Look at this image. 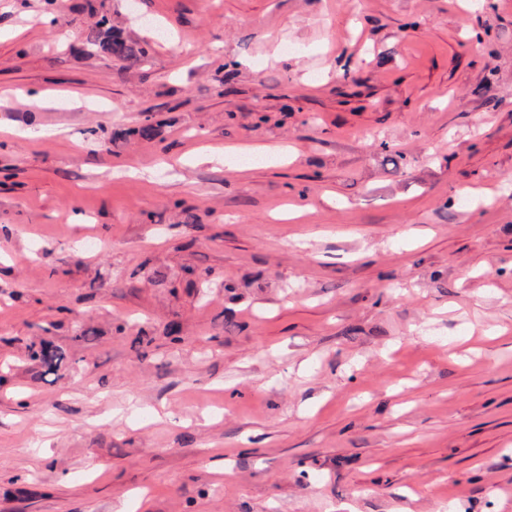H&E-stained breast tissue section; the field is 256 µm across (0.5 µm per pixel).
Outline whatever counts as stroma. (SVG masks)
<instances>
[{"instance_id": "obj_1", "label": "stroma", "mask_w": 512, "mask_h": 512, "mask_svg": "<svg viewBox=\"0 0 512 512\" xmlns=\"http://www.w3.org/2000/svg\"><path fill=\"white\" fill-rule=\"evenodd\" d=\"M57 8L0 0V512H512V0ZM85 40L91 45H98L111 58L120 61L124 69L140 66L147 57L144 49L136 48L120 33L113 31L105 17H102L95 27L88 31ZM29 358L38 361L46 368L45 372H55L62 365L65 354L49 341H44L36 350H29Z\"/></svg>"}]
</instances>
